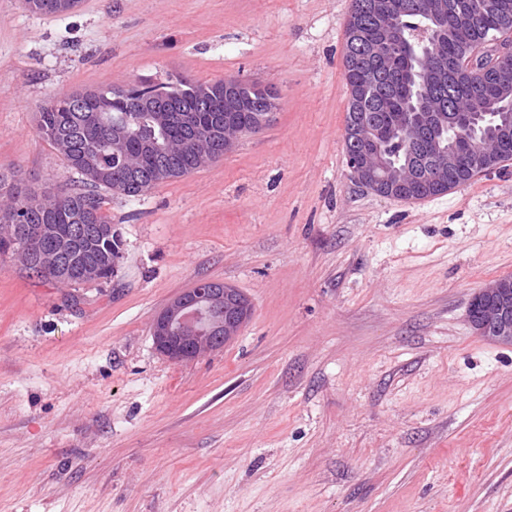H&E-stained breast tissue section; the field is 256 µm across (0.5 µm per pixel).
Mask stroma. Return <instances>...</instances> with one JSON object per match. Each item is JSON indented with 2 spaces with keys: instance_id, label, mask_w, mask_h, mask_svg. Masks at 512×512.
I'll use <instances>...</instances> for the list:
<instances>
[{
  "instance_id": "1",
  "label": "stroma",
  "mask_w": 512,
  "mask_h": 512,
  "mask_svg": "<svg viewBox=\"0 0 512 512\" xmlns=\"http://www.w3.org/2000/svg\"><path fill=\"white\" fill-rule=\"evenodd\" d=\"M351 0H0V173L81 183L54 97L239 77L280 107L216 163L127 198L111 278L0 258V512H512V346L467 309L512 276V160L416 201L343 150ZM202 279L238 337L175 362L155 316Z\"/></svg>"
}]
</instances>
